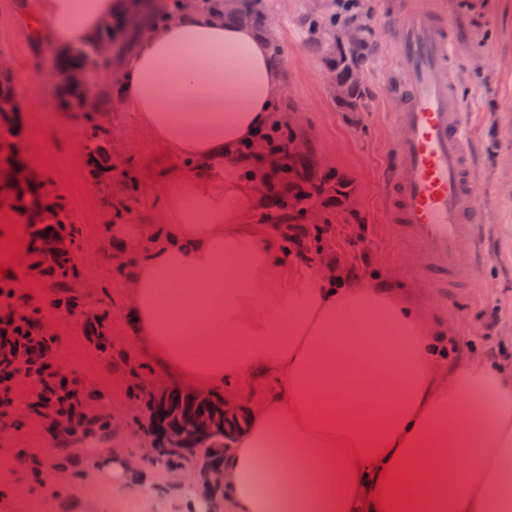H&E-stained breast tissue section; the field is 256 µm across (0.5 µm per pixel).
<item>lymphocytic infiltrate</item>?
<instances>
[{
	"label": "lymphocytic infiltrate",
	"mask_w": 512,
	"mask_h": 512,
	"mask_svg": "<svg viewBox=\"0 0 512 512\" xmlns=\"http://www.w3.org/2000/svg\"><path fill=\"white\" fill-rule=\"evenodd\" d=\"M11 276L0 277V301L10 311L0 324V425L25 417L40 422L49 436L64 441L76 424L94 419V392L59 362L56 336L32 333L34 311L28 295L12 288ZM31 383L18 392L19 379Z\"/></svg>",
	"instance_id": "obj_1"
}]
</instances>
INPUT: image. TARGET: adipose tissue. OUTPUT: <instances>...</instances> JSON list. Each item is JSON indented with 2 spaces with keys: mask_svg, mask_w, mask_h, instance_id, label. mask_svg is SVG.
Masks as SVG:
<instances>
[{
  "mask_svg": "<svg viewBox=\"0 0 512 512\" xmlns=\"http://www.w3.org/2000/svg\"><path fill=\"white\" fill-rule=\"evenodd\" d=\"M118 0H39L51 46L90 40ZM120 99L165 156L166 215L129 280L140 347L196 389L268 387L224 464V512H375L382 469L405 512H512V367L448 363L447 325L394 288L326 280L250 221L241 146L285 93L268 37L185 6L125 53ZM224 331V352L201 335Z\"/></svg>",
  "mask_w": 512,
  "mask_h": 512,
  "instance_id": "1",
  "label": "adipose tissue"
}]
</instances>
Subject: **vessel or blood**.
<instances>
[{
	"label": "vessel or blood",
	"mask_w": 512,
	"mask_h": 512,
	"mask_svg": "<svg viewBox=\"0 0 512 512\" xmlns=\"http://www.w3.org/2000/svg\"><path fill=\"white\" fill-rule=\"evenodd\" d=\"M399 137L386 178L384 218L433 256L431 275L448 290L467 287L483 264L486 216L473 201L475 141L446 73L453 31L439 15L402 0L391 20Z\"/></svg>",
	"instance_id": "b4317fda"
}]
</instances>
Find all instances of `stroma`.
<instances>
[{
    "label": "stroma",
    "mask_w": 512,
    "mask_h": 512,
    "mask_svg": "<svg viewBox=\"0 0 512 512\" xmlns=\"http://www.w3.org/2000/svg\"><path fill=\"white\" fill-rule=\"evenodd\" d=\"M34 2L0 0V55L10 58L14 70L29 74L27 83L15 87L23 109L25 159L65 195L81 230L78 252L86 278L111 286L114 349L141 364L146 384L175 386V379L159 373L135 343L133 319L123 307L121 279L112 272L109 256L110 249L134 246L140 228L161 224L166 209L162 150L120 98H113L112 192L124 194L130 180L136 191L127 201L124 227H109L110 217L83 163L80 145L86 130L58 108L39 75L41 49L28 20ZM263 2L283 47L284 101L297 123L317 134L326 162L353 181L359 196L364 221L337 230L335 251L355 266L357 277L403 289L413 302L427 305L431 320L448 323L451 338L463 346L462 361L493 351L512 356V0H415L419 8L442 13L455 27L454 81L463 105L473 114L480 164L476 198L490 217L484 264L470 286L452 298L427 276L424 246L397 235L381 213L384 171L397 135L391 88L398 67L389 54L387 27L397 0H367L379 50L365 70L368 100L357 112L336 106L323 64L301 43L298 21L306 0ZM26 244L21 230L14 240L0 241V264L15 273L23 293L41 301L54 324L65 368L98 395L96 411L122 422L123 428L117 439L77 449L83 466L73 474L53 469L60 451L39 422L26 420L17 428L0 430V512H188L190 498L202 497V485L173 490L163 469L149 467L144 479H127L120 488L113 485L115 459L145 453L141 431L125 423L126 375L103 363L80 324L52 308L50 289L25 274ZM21 448L46 465L44 482H35L27 466L18 463L15 453ZM143 480L151 484V493L141 492Z\"/></svg>",
    "instance_id": "1"
}]
</instances>
